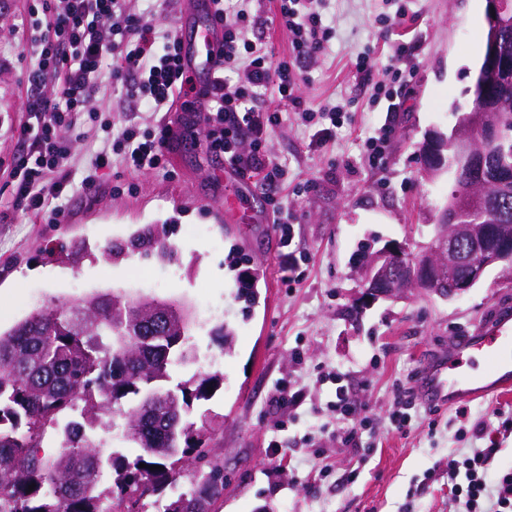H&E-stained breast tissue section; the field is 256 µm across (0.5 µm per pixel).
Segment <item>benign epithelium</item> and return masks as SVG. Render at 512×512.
<instances>
[{"label":"benign epithelium","mask_w":512,"mask_h":512,"mask_svg":"<svg viewBox=\"0 0 512 512\" xmlns=\"http://www.w3.org/2000/svg\"><path fill=\"white\" fill-rule=\"evenodd\" d=\"M498 140L493 128L457 137L463 150L458 167H482L487 149ZM487 231L485 224H459L456 213L441 211L432 242L419 256L410 258L401 245L389 243L364 267L365 301L394 298L407 288L453 299L477 284L491 268L512 272V233L500 234L499 248L488 250Z\"/></svg>","instance_id":"1"}]
</instances>
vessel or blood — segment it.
Returning <instances> with one entry per match:
<instances>
[{"instance_id": "1", "label": "vessel or blood", "mask_w": 512, "mask_h": 512, "mask_svg": "<svg viewBox=\"0 0 512 512\" xmlns=\"http://www.w3.org/2000/svg\"><path fill=\"white\" fill-rule=\"evenodd\" d=\"M209 0H196L192 17L183 18L176 35L183 62L196 86L211 85L221 62L217 56L216 27ZM482 352L487 368L471 375L467 365ZM512 390V317L485 321L473 335L452 342L447 353L428 364L416 389L425 405H455L481 396Z\"/></svg>"}]
</instances>
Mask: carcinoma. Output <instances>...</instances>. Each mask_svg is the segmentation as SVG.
I'll list each match as a JSON object with an SVG mask.
<instances>
[{
	"instance_id": "1",
	"label": "carcinoma",
	"mask_w": 512,
	"mask_h": 512,
	"mask_svg": "<svg viewBox=\"0 0 512 512\" xmlns=\"http://www.w3.org/2000/svg\"><path fill=\"white\" fill-rule=\"evenodd\" d=\"M486 24L472 106L458 127L500 126L502 140L481 169L494 201L485 223L512 225V181H503L512 176V73L489 60L493 47L512 58V0ZM131 247L162 262L176 258L157 224L139 230ZM153 315L147 300L114 304L103 295L36 311L0 332V512H213L224 461L208 449L215 423L205 414L194 420L193 403L209 400L223 378L194 373L171 384L175 368L196 361L190 323L178 307L159 325ZM111 408L142 449L133 460L98 449L95 433L110 427ZM50 427L65 448L58 458L40 453ZM103 468L113 472L106 491L98 487Z\"/></svg>"
}]
</instances>
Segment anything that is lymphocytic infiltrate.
I'll use <instances>...</instances> for the list:
<instances>
[{"label": "lymphocytic infiltrate", "mask_w": 512, "mask_h": 512, "mask_svg": "<svg viewBox=\"0 0 512 512\" xmlns=\"http://www.w3.org/2000/svg\"><path fill=\"white\" fill-rule=\"evenodd\" d=\"M245 2L211 0L224 71L200 90L185 70L175 34L150 24L146 0H30L19 27L31 63L21 117L7 122L4 130L18 150L10 163H0V177L12 187L0 223L12 212L44 224L62 223L75 194L93 191L100 171L116 161L134 175L165 170L175 140L166 116L184 112L204 124L210 154L223 158L240 180L252 179L267 189L280 242L290 246L293 227L275 196L287 171L266 150L269 131L281 116L269 106L267 93L275 91L301 113L303 122H319L316 144L330 141L340 112L305 107L298 65L323 55L332 32L322 24V0H276L273 19L288 30L291 41L287 57L272 64L271 49L246 37L261 19L247 13ZM106 75L111 78L107 84L102 81ZM110 88L136 100L141 112L152 116L150 127L130 124L102 139L90 135L87 127L95 117L87 108ZM63 128L79 130L78 140L93 148L82 174L72 170L74 141L60 137ZM497 452L491 443L465 458H449L451 499L464 502L465 512H512V471L493 483L486 478Z\"/></svg>", "instance_id": "1"}]
</instances>
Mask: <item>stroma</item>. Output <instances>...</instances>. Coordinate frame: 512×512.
Returning <instances> with one entry per match:
<instances>
[{"mask_svg":"<svg viewBox=\"0 0 512 512\" xmlns=\"http://www.w3.org/2000/svg\"><path fill=\"white\" fill-rule=\"evenodd\" d=\"M487 0H323L333 29L326 53L301 63V88L311 108L336 106L342 126L335 140L316 147L300 115L274 127L268 152L288 166L281 192L293 222V242L281 248L262 189L224 171L209 154L205 132L178 129L179 143L166 171L136 179V195L113 186L130 178L120 164L100 173L98 190L76 195L64 224H41L15 214L0 223V330L32 312L119 293L185 305L198 358L215 357L221 387L196 411L222 422L209 447L224 461V494L216 512H448L449 455L485 447L472 428L498 427L512 413V396H489L453 406L412 400L405 432L388 417L398 391H412L425 359L447 350L496 313L512 312V278L489 270L462 296L446 300L419 289L397 299L363 300L359 254L396 242L417 254L431 240L454 189L450 174L429 175L423 146L449 135L471 106L469 89L485 49ZM261 22L252 38L267 43L274 59L288 53L290 35L273 22V0H252ZM396 23L374 27L376 16ZM413 47L411 81L403 111L356 73L351 58L369 52L384 69L400 43ZM29 63L12 30L0 20V114L17 117ZM388 128L377 167L362 161L365 142ZM305 184L295 193L296 184ZM241 207L245 216L221 221L217 205ZM146 224L169 227L177 259L161 263L129 252L109 257ZM242 254L256 280L257 300L237 298L227 256ZM303 277L286 283L289 256ZM224 271L210 277V266ZM234 329L231 351L216 331ZM339 374L374 420L359 453L345 450L326 409ZM293 394L277 404L275 386ZM328 463L320 476L316 465Z\"/></svg>","mask_w":512,"mask_h":512,"instance_id":"obj_1","label":"stroma"}]
</instances>
